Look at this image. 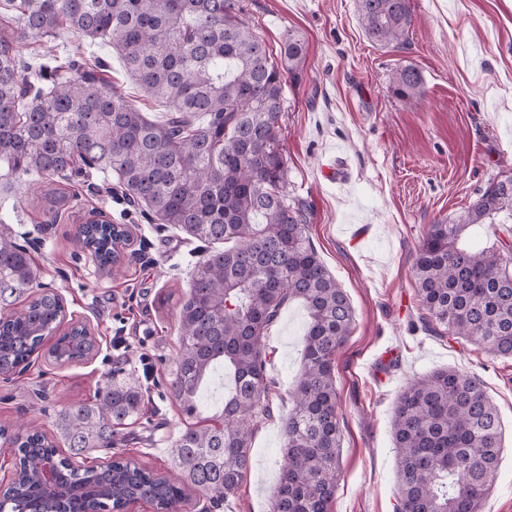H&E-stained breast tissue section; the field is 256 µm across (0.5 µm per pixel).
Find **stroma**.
Returning a JSON list of instances; mask_svg holds the SVG:
<instances>
[{
    "instance_id": "1",
    "label": "stroma",
    "mask_w": 512,
    "mask_h": 512,
    "mask_svg": "<svg viewBox=\"0 0 512 512\" xmlns=\"http://www.w3.org/2000/svg\"><path fill=\"white\" fill-rule=\"evenodd\" d=\"M242 5L272 59H279L288 33L308 45L280 118L288 190L305 202L307 235L354 310L351 334L334 361L342 448L331 512H397L392 410L407 382L441 367L477 375L499 410L504 449L482 510L512 512V359L431 332L421 319L413 272L429 226L512 173V0H412V23L397 47L367 39L356 0ZM54 46L105 60L109 84L150 119H164L165 104L143 93L116 55L68 31ZM407 65L426 87L410 105L393 92L397 72ZM331 165L341 181L325 176ZM98 209L131 231L116 278L72 243L78 224ZM0 232L30 246L41 283L62 297L67 318L84 322L99 344L94 355L65 364L40 348L11 380L0 379V424L51 432L56 410L91 399L112 378L140 388L144 407L138 420L119 429L116 446L94 452L90 462L115 456L168 468L188 421L169 382L181 347L180 302L200 256L197 242L153 221L98 172L1 202ZM306 328L304 306L292 302L266 334L267 371L279 396L272 418L255 427L245 481L216 512H270L282 421ZM389 349L395 355L388 360Z\"/></svg>"
}]
</instances>
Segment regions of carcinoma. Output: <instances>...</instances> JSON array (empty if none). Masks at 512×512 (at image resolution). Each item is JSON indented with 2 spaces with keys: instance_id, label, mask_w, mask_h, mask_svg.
I'll list each match as a JSON object with an SVG mask.
<instances>
[{
  "instance_id": "1",
  "label": "carcinoma",
  "mask_w": 512,
  "mask_h": 512,
  "mask_svg": "<svg viewBox=\"0 0 512 512\" xmlns=\"http://www.w3.org/2000/svg\"><path fill=\"white\" fill-rule=\"evenodd\" d=\"M357 11L379 45L399 44L412 22V0H357ZM241 14V0H0V197L85 167L113 173L153 220L207 246L178 316L181 351L170 391L193 423L176 440L177 475L129 460L78 465L116 444L119 427L142 411L138 388L110 380L93 399L61 408L51 437L0 426L20 464L0 495V512H122L139 500L176 512L193 493L221 506L248 474L257 419L271 416L276 389L265 334L293 301L304 304L309 323L271 512H330L341 447L334 357L354 313L310 243L305 203L288 193L279 119L308 46L289 34L278 66ZM63 27L113 49L144 93L169 105L170 118L150 119L103 83L99 67L71 54H50L34 73L23 72L20 46L53 41ZM423 92L415 68L398 72L397 97L411 103ZM484 224H512V174L452 219L430 225L414 257L416 288L446 334L512 358V243L471 249L468 234ZM126 237L124 225L98 214L78 225L74 240L110 271ZM36 288L25 309L0 317L5 373L28 363L65 314L60 296L37 283L27 250L0 234V309ZM94 350L93 335L73 324L49 354L72 362ZM218 366L229 370L231 389L219 414L202 417L198 390ZM392 437L400 512H482L497 480L502 431L477 376L444 368L408 382ZM46 456L59 464L52 485L28 466Z\"/></svg>"
}]
</instances>
